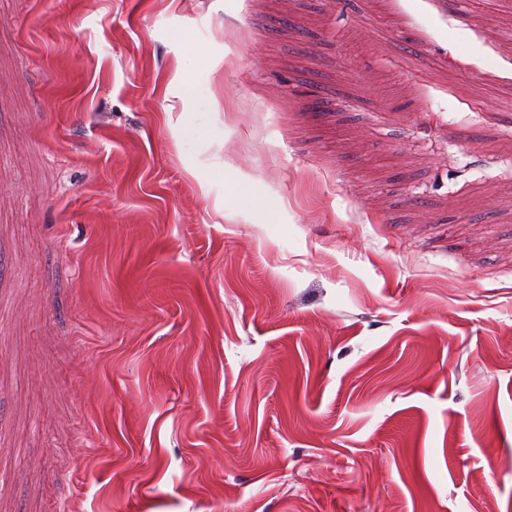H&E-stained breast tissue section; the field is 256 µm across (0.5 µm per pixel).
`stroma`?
Returning <instances> with one entry per match:
<instances>
[{"instance_id": "1", "label": "stroma", "mask_w": 512, "mask_h": 512, "mask_svg": "<svg viewBox=\"0 0 512 512\" xmlns=\"http://www.w3.org/2000/svg\"><path fill=\"white\" fill-rule=\"evenodd\" d=\"M0 0V512H512V0Z\"/></svg>"}]
</instances>
